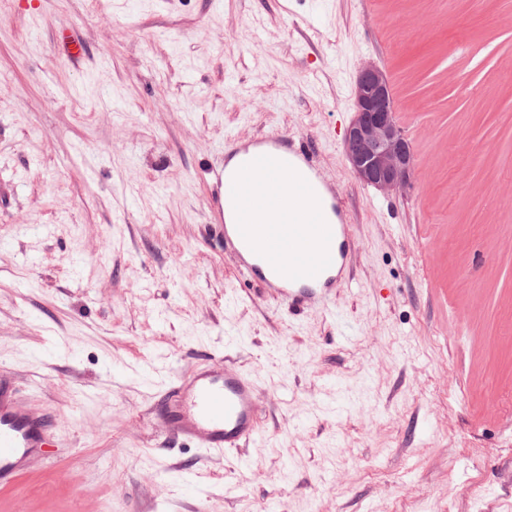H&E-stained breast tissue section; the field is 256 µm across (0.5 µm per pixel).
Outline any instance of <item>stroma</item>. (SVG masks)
<instances>
[{
  "label": "stroma",
  "mask_w": 512,
  "mask_h": 512,
  "mask_svg": "<svg viewBox=\"0 0 512 512\" xmlns=\"http://www.w3.org/2000/svg\"><path fill=\"white\" fill-rule=\"evenodd\" d=\"M369 61L403 194L343 153ZM268 133L353 219L324 311L214 239L205 169ZM210 355L258 378L256 444L152 425ZM0 378L51 425L0 512H512V0H0Z\"/></svg>",
  "instance_id": "stroma-1"
}]
</instances>
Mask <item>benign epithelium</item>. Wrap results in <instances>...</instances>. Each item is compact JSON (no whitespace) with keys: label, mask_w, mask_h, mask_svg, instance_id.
<instances>
[{"label":"benign epithelium","mask_w":512,"mask_h":512,"mask_svg":"<svg viewBox=\"0 0 512 512\" xmlns=\"http://www.w3.org/2000/svg\"><path fill=\"white\" fill-rule=\"evenodd\" d=\"M354 104L355 115L344 137L352 171L383 192L404 190L413 164L411 147L397 124L388 81L376 65L360 70Z\"/></svg>","instance_id":"7a95c632"}]
</instances>
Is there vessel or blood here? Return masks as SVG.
Returning a JSON list of instances; mask_svg holds the SVG:
<instances>
[{
    "instance_id": "1",
    "label": "vessel or blood",
    "mask_w": 512,
    "mask_h": 512,
    "mask_svg": "<svg viewBox=\"0 0 512 512\" xmlns=\"http://www.w3.org/2000/svg\"><path fill=\"white\" fill-rule=\"evenodd\" d=\"M312 151V144L283 133L249 141L231 135L209 171L219 246L265 293L292 309L327 308L337 288L348 283L357 250L348 212ZM258 175L267 194L285 208L308 207V223H250L251 186ZM258 390L253 376L216 357L167 384L154 402L153 419L198 448H243L260 434ZM48 438L44 420L19 404L13 388L0 385V485H14Z\"/></svg>"
}]
</instances>
